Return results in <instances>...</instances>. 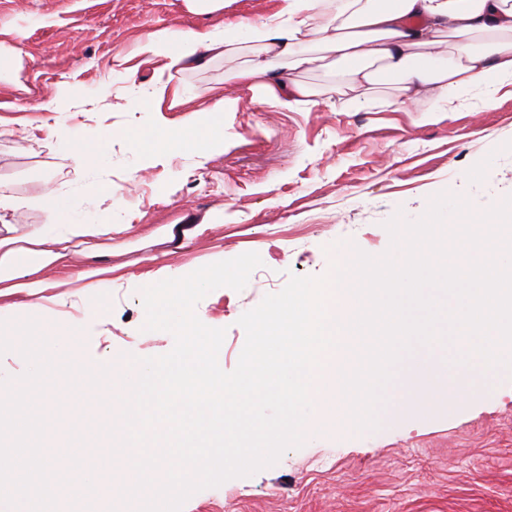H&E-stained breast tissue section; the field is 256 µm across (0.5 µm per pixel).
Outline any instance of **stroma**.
I'll use <instances>...</instances> for the list:
<instances>
[{
    "mask_svg": "<svg viewBox=\"0 0 512 512\" xmlns=\"http://www.w3.org/2000/svg\"><path fill=\"white\" fill-rule=\"evenodd\" d=\"M21 14L32 25L18 41L9 29ZM209 21L184 0H0V195L23 203L6 220L50 222L27 202L39 182L63 195L86 184L42 130L51 87L76 90L72 128L142 131L141 113L98 94L114 55L150 32ZM231 95L224 152L206 164L175 154L136 174L126 139L103 143V177L87 186L99 223L112 227L111 287L69 297L62 315L4 295L0 320L37 319L53 348L90 364L163 355L174 337L144 330L141 288L255 252L262 265L242 290L215 289L195 307L225 329L218 360L229 372L245 343L238 318L290 276L327 275L353 245L384 254L385 222L418 219L437 193L465 197L477 213L512 195V84L446 112L427 100L410 112H349L336 93L311 111L280 112L247 90ZM182 512H512V390L343 445L287 449L252 476L194 493Z\"/></svg>",
    "mask_w": 512,
    "mask_h": 512,
    "instance_id": "1",
    "label": "stroma"
}]
</instances>
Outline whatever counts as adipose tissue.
<instances>
[{
    "label": "adipose tissue",
    "mask_w": 512,
    "mask_h": 512,
    "mask_svg": "<svg viewBox=\"0 0 512 512\" xmlns=\"http://www.w3.org/2000/svg\"><path fill=\"white\" fill-rule=\"evenodd\" d=\"M189 12L212 14L216 20L200 29L158 30L144 36L132 53H117L113 84L124 91L128 106H148L150 113L190 112L189 127L152 124L156 144L200 157L224 145L223 85L200 98L196 89L177 81V74L205 66L210 60L242 56L246 62L228 77L233 86L253 92L260 104L277 111H311L316 90L291 79L292 71L312 65L317 54L334 56L343 66L345 110L384 107L408 112L419 101L439 108L462 91L479 88L494 95L512 80V0H281L267 16L234 24L218 20L224 0H184ZM334 14L323 24L314 19L325 9ZM152 71L147 84H136V66ZM60 87L48 100L56 112L46 125L47 137L65 156L95 171L102 157L95 148L100 136L74 131L60 108L71 98ZM40 198L54 213L49 224L0 223V283L7 292L62 306L49 268L70 270L75 293L108 287L111 244L104 235L111 225L97 221L95 211L77 212L72 200L42 188Z\"/></svg>",
    "instance_id": "obj_1"
}]
</instances>
